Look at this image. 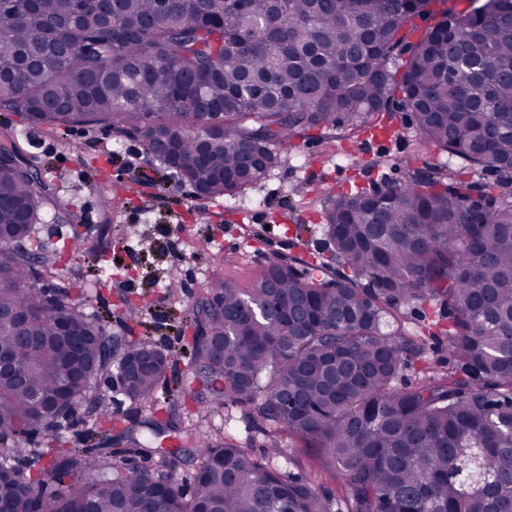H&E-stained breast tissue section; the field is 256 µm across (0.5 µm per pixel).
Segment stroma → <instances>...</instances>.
I'll list each match as a JSON object with an SVG mask.
<instances>
[{"mask_svg": "<svg viewBox=\"0 0 512 512\" xmlns=\"http://www.w3.org/2000/svg\"><path fill=\"white\" fill-rule=\"evenodd\" d=\"M14 128L22 129L28 156L46 170L56 194L87 224L91 237L106 233L123 239L106 257L107 274L94 275L89 258L66 255L47 288L71 289L73 301L87 310H111L117 335L125 322L116 306L119 296L147 303L136 332L174 356L176 366L168 374L172 387L186 379V340L175 327L214 275L246 288L277 254L324 261L344 271L322 228L329 194L397 185L447 163L436 149L418 150L414 115L402 108L377 116L375 126L352 141L317 131L297 137L282 151L279 166L236 199L200 198L173 179L140 183L124 202L111 204L104 185L155 173L140 137L77 126L60 138L37 127L22 128L15 113L0 110V131ZM187 409L183 426L224 431L257 457L282 448L296 460L292 473L316 480L331 501L342 502L338 475L324 466L316 449L259 430L229 404L200 410L191 403Z\"/></svg>", "mask_w": 512, "mask_h": 512, "instance_id": "35a3bbf8", "label": "stroma"}]
</instances>
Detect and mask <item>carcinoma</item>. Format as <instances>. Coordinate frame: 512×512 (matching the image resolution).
I'll return each instance as SVG.
<instances>
[{
	"mask_svg": "<svg viewBox=\"0 0 512 512\" xmlns=\"http://www.w3.org/2000/svg\"><path fill=\"white\" fill-rule=\"evenodd\" d=\"M434 0H0V109L64 134L103 125L142 135L158 178L234 198L310 131L361 132L392 101L414 113L419 146L512 184V0L452 9L416 41ZM405 56L401 64L394 62ZM471 185L420 176L372 202L339 191L322 213L336 258L297 268L276 255L243 289L210 281L176 333L192 330L191 381L158 396L173 365L146 336L109 333L41 281L58 251L35 236L52 211L74 257L103 258L28 157L0 135V350L23 378L0 380L6 512H331L311 479L284 473L226 435L178 430L198 461L191 493L167 471L127 465L144 443L112 426L98 380L125 374L131 403L170 413L190 398L239 406L256 426L315 448L339 476L346 512H512V194L468 208ZM366 280L369 287L359 282ZM448 317V367L397 320L408 303ZM81 338L70 351L54 327ZM423 364L413 381L404 372ZM84 443L70 445L78 411Z\"/></svg>",
	"mask_w": 512,
	"mask_h": 512,
	"instance_id": "cac0c4a2",
	"label": "carcinoma"
}]
</instances>
